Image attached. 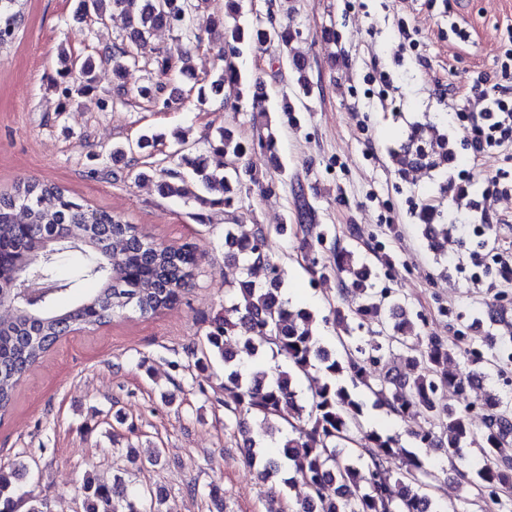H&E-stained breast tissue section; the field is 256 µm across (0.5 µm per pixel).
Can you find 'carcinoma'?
<instances>
[{
  "instance_id": "obj_1",
  "label": "carcinoma",
  "mask_w": 512,
  "mask_h": 512,
  "mask_svg": "<svg viewBox=\"0 0 512 512\" xmlns=\"http://www.w3.org/2000/svg\"><path fill=\"white\" fill-rule=\"evenodd\" d=\"M24 0H0V48L11 44L21 25ZM207 0H78L76 15L97 23L107 20L109 10L125 18L130 42L106 45L84 56L61 49L63 67L53 86L63 100L82 96L93 89L94 72L103 62L112 63L113 94L109 100L128 95L124 74L146 54L154 29L176 32L174 48L151 50L156 74L136 90L137 96L154 105L172 102L169 85L182 76H192L191 48L217 46L221 62L211 80L214 92L225 91L224 102L233 107L246 100L265 112L267 98H258L262 84L248 76L238 59L245 49L276 43L290 47L294 32L268 19L267 24L245 28L234 22L242 0H227L226 17L206 12ZM287 64L296 77L298 91H312L305 60L289 54ZM174 157V167L165 171L159 184L162 195L194 201L211 209L234 212L243 202V189L260 185L253 170L243 163L248 153L270 152L275 136L269 132L245 143L226 128L209 142V155H193L186 139ZM452 151L448 139L426 136L415 128L411 139L392 153V161L404 172L420 165L437 168L448 163ZM231 166L230 175L219 184L208 173V162ZM294 216L304 233L303 245L312 269H317L315 247L332 235L329 228L315 224V211L303 189L295 192ZM24 221L17 220V213ZM430 246L448 234V225L432 223L429 211L420 213ZM51 225L62 226V248L74 252L77 277H91L99 288L82 296L75 308L61 311L55 296L76 284L61 278L54 260L46 257L41 232ZM229 249L224 259L238 265L240 277L228 290L224 312L210 322L195 356L194 367L206 371L214 361L224 365V408L245 428L248 415L267 424L280 418L291 425L279 443V454L288 468L272 458L257 442L246 439L244 453L250 466L279 490L300 484L307 496L295 502L292 512H439L428 490L439 473L413 447L396 434L363 427L364 403L356 390L364 387L380 405L400 418L411 417L409 441L438 447L454 465L456 480L486 491L498 512H512V500L503 501L499 492L512 488V402L498 396L486 399L488 414L479 435L483 465L471 470L464 463L462 448L473 440L472 422L466 407L446 405L440 394L463 390L476 378H485L496 356L476 358L463 372L449 366L457 351L437 336L413 337V322L404 306L376 291L370 269L356 253L336 247V277L341 287L354 288L363 302L355 309L332 311L336 330L335 349L323 346L312 329L313 313L297 308L283 298V269L274 261L268 230L260 225L237 235L234 225H224ZM27 269L45 288L33 294L19 288L7 320H0V415L8 413L16 389L25 373L47 353L63 334L85 326L101 327L127 311L152 316L176 304L193 284L196 256L188 245L158 248L112 213L92 209L54 183L25 181L14 193L0 195V284H9L15 272ZM266 272L264 284L252 279L253 271ZM367 325L377 330L366 342L357 333ZM282 364L267 369L258 363L266 353ZM386 359L384 375L374 376L372 366ZM316 370L323 382L310 405L302 403V376ZM16 469L0 468V512H49L47 499L16 485ZM82 512H173L162 508L166 498L159 491L134 488L116 474L112 483L88 475L80 488Z\"/></svg>"
}]
</instances>
